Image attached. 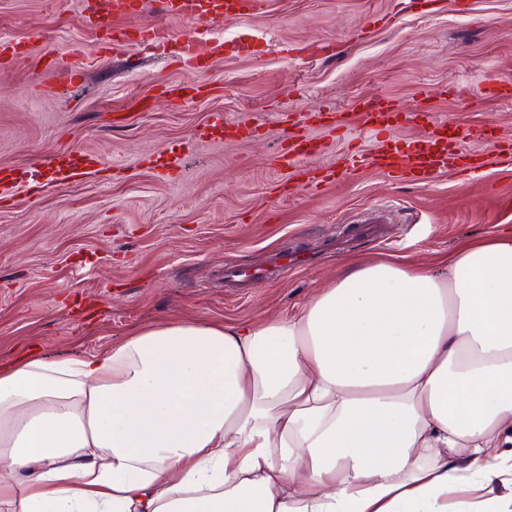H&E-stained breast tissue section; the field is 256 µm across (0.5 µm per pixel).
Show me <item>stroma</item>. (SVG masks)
<instances>
[{
	"instance_id": "stroma-1",
	"label": "stroma",
	"mask_w": 512,
	"mask_h": 512,
	"mask_svg": "<svg viewBox=\"0 0 512 512\" xmlns=\"http://www.w3.org/2000/svg\"><path fill=\"white\" fill-rule=\"evenodd\" d=\"M84 0H0V37L17 42L0 70V168L45 171L61 151L98 156L75 183L0 200V362L36 345L62 356L122 341L137 328L173 319L228 324L288 316L329 286L344 259L404 256L432 265L460 244L512 226V165L444 174L430 187L372 168L317 190L287 182L270 157L300 132L323 146L322 167L373 145L362 126L341 135L302 122L303 113L350 108L385 95L407 106L429 98L461 129L490 119L512 145V102L474 107L451 94L459 84L512 83V0H265L260 13L197 27L202 71L182 69L169 49L120 59L109 36L84 19ZM333 40L337 56L311 60L304 45ZM84 45L94 63L63 98L40 94L54 80L34 52L65 57ZM169 83H204L208 94L173 101ZM242 118L243 141L206 138L216 118ZM184 147L177 174L161 167ZM385 215L389 241L350 238L352 224ZM346 249L252 288L224 283V267L264 262L279 246Z\"/></svg>"
}]
</instances>
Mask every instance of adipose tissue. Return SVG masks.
<instances>
[{
    "instance_id": "1",
    "label": "adipose tissue",
    "mask_w": 512,
    "mask_h": 512,
    "mask_svg": "<svg viewBox=\"0 0 512 512\" xmlns=\"http://www.w3.org/2000/svg\"><path fill=\"white\" fill-rule=\"evenodd\" d=\"M512 227L292 316L0 364V512H512Z\"/></svg>"
}]
</instances>
